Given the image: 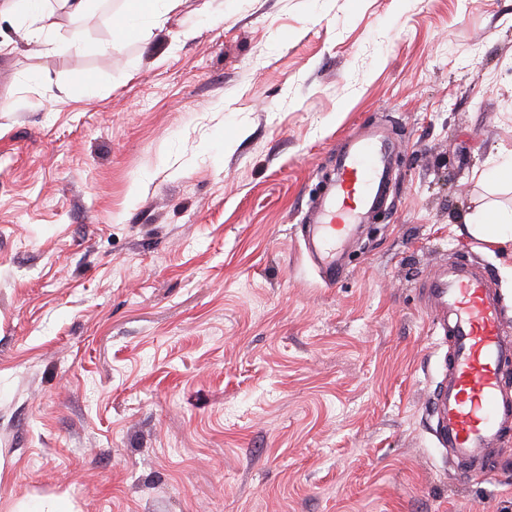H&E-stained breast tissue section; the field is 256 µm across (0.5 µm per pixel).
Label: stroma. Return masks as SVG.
I'll return each instance as SVG.
<instances>
[{
	"instance_id": "obj_1",
	"label": "stroma",
	"mask_w": 512,
	"mask_h": 512,
	"mask_svg": "<svg viewBox=\"0 0 512 512\" xmlns=\"http://www.w3.org/2000/svg\"><path fill=\"white\" fill-rule=\"evenodd\" d=\"M124 7L0 55V507L512 512V433L463 482L434 435L419 288L488 267L512 325L466 230L512 205V0H183L117 43ZM373 122L393 192L330 287L300 220ZM495 183L512 187V149L491 158ZM8 512H74L66 497L54 495H30L14 502Z\"/></svg>"
}]
</instances>
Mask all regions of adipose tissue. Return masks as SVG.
Listing matches in <instances>:
<instances>
[{"instance_id": "ef3b65f1", "label": "adipose tissue", "mask_w": 512, "mask_h": 512, "mask_svg": "<svg viewBox=\"0 0 512 512\" xmlns=\"http://www.w3.org/2000/svg\"><path fill=\"white\" fill-rule=\"evenodd\" d=\"M49 3L50 0H9L5 12L18 19L29 44L45 46L58 53L82 45L79 33L60 35V24ZM180 4L181 0H129L113 20L116 39L138 34L148 22L159 25L162 17L178 9ZM467 229L486 243L512 246V208L486 205L472 216Z\"/></svg>"}]
</instances>
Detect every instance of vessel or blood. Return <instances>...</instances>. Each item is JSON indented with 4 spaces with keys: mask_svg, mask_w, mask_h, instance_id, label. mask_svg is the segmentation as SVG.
Returning <instances> with one entry per match:
<instances>
[{
    "mask_svg": "<svg viewBox=\"0 0 512 512\" xmlns=\"http://www.w3.org/2000/svg\"><path fill=\"white\" fill-rule=\"evenodd\" d=\"M393 165L394 146L375 125L337 151L322 194L302 219L307 252L325 284L345 277L347 244L385 208ZM492 284L489 269L459 262L421 285L429 331L448 346L447 367L430 396L435 436L463 479L489 470L494 448L512 430V393L503 388L512 329Z\"/></svg>",
    "mask_w": 512,
    "mask_h": 512,
    "instance_id": "obj_1",
    "label": "vessel or blood"
}]
</instances>
